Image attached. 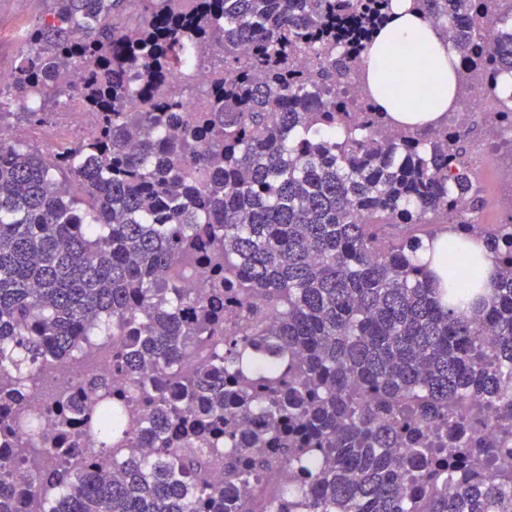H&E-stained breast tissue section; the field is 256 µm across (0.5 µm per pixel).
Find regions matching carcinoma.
<instances>
[{"label": "carcinoma", "instance_id": "carcinoma-1", "mask_svg": "<svg viewBox=\"0 0 512 512\" xmlns=\"http://www.w3.org/2000/svg\"><path fill=\"white\" fill-rule=\"evenodd\" d=\"M52 2L10 94L27 125L61 98L97 125L47 153L0 125V438L45 367L118 340L111 376L42 403L41 448L0 457V512H257L249 476L276 512H512V212L469 217L463 134L397 129L370 96L392 0ZM412 3L459 56L453 106L512 75V0ZM194 52L195 107L172 89ZM497 119L512 132L511 100ZM448 230L493 250L489 303H467L462 239L448 287L419 265ZM129 403L149 414L125 429ZM74 418L121 474L79 448L61 464ZM280 465L303 472L282 494Z\"/></svg>", "mask_w": 512, "mask_h": 512}]
</instances>
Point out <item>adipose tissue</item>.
Masks as SVG:
<instances>
[{
    "label": "adipose tissue",
    "mask_w": 512,
    "mask_h": 512,
    "mask_svg": "<svg viewBox=\"0 0 512 512\" xmlns=\"http://www.w3.org/2000/svg\"><path fill=\"white\" fill-rule=\"evenodd\" d=\"M395 45L421 71L422 84L407 83L392 69L389 52ZM457 60L447 40L414 9L411 0H400L365 54L364 66L375 103L389 110L399 125L424 128L447 115L456 95ZM395 96L404 100L403 108L393 107Z\"/></svg>",
    "instance_id": "ef3b65f1"
}]
</instances>
